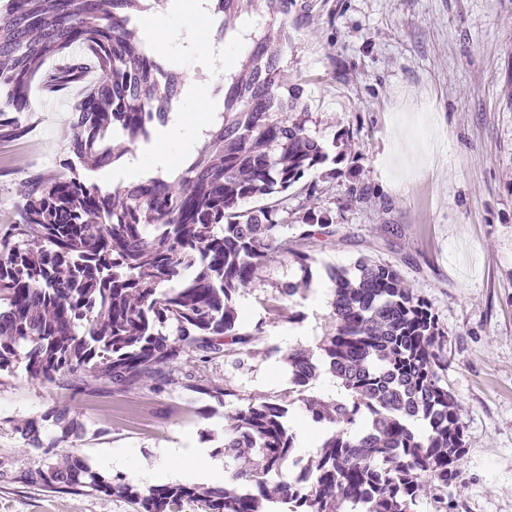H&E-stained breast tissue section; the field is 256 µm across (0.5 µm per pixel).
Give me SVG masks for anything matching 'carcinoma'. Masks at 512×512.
<instances>
[{
	"label": "carcinoma",
	"instance_id": "carcinoma-1",
	"mask_svg": "<svg viewBox=\"0 0 512 512\" xmlns=\"http://www.w3.org/2000/svg\"><path fill=\"white\" fill-rule=\"evenodd\" d=\"M167 2L0 0V145L25 137L33 83L56 94L95 71L73 98L70 157L60 162L67 173L27 172L18 218L0 236V372L21 364L32 379L68 385L103 376L119 394L180 386L227 404L240 394L202 366L252 356L236 296L281 254L309 273L312 247L336 235L329 209L308 208L288 223L296 214L288 190L328 160L309 129L306 90L284 66L288 21L304 18L307 2L214 0L219 40L254 12L265 25L224 77L220 122L174 181L104 191L74 161L96 171L115 165L123 150L109 144L112 135L148 141L180 96V72L137 40L138 14ZM251 199L267 203L245 207ZM327 274L333 326L318 353L294 348L285 357L309 422L340 426L315 457H295L287 404L256 397L225 412L224 456L247 466L222 487L159 484L141 493L122 477L108 482L77 452L43 443L35 420L16 431L43 462L0 468V482L124 496L140 512H414L428 492L444 504L464 447L461 406L439 376L444 331L389 265L361 258ZM307 284L280 288L269 313L300 321L288 303ZM323 370L348 398L307 394ZM44 420L66 436L81 430L66 407ZM290 463L299 475L272 482Z\"/></svg>",
	"mask_w": 512,
	"mask_h": 512
}]
</instances>
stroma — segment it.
Here are the masks:
<instances>
[{
    "mask_svg": "<svg viewBox=\"0 0 512 512\" xmlns=\"http://www.w3.org/2000/svg\"><path fill=\"white\" fill-rule=\"evenodd\" d=\"M310 10L287 56L289 74L306 83L329 161L307 171L314 195L297 202L336 216V235L319 244L308 291L296 295L304 318L275 319L267 299L301 272L283 256L263 268L236 300L240 321L255 335L256 354L241 369L216 362L241 398L290 403V425L304 419L292 390L289 349L316 348L330 327L326 269L359 257L396 268L432 307L445 331L441 382L462 407L464 451L455 463L444 512H512V0H308ZM71 94L32 90L24 141L0 146V227L22 203L27 170L60 174L68 153ZM348 132L349 140L333 139ZM415 157L394 159L398 138ZM366 191L351 201L348 187ZM69 407L84 427L64 437L52 422L45 441L77 450L105 479L154 467L161 449L221 452L225 408L175 388L114 393L103 379L63 386L0 374V460L21 470L40 461L25 452L16 427L52 408ZM127 455L115 471L111 451ZM0 512H138L126 498L74 496L22 484H0Z\"/></svg>",
    "mask_w": 512,
    "mask_h": 512,
    "instance_id": "35a3bbf8",
    "label": "stroma"
}]
</instances>
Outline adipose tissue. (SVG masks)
<instances>
[{
    "mask_svg": "<svg viewBox=\"0 0 512 512\" xmlns=\"http://www.w3.org/2000/svg\"><path fill=\"white\" fill-rule=\"evenodd\" d=\"M210 2L170 0L167 12L150 14L143 19L139 28L141 42L154 53H162L173 36L170 16L183 13L207 16ZM187 45L198 57L199 71L188 77L184 94L196 102L197 108L192 112H170L167 122L154 130L150 141L140 144L134 154L126 157L121 170L125 179L175 178L179 166L192 159L197 145L205 140L211 129L218 108L210 101L209 85L215 75L223 73L225 54L197 35L190 36ZM161 459L160 470L142 471V479L153 481L162 472L173 478L192 472L208 484L220 486L224 483V471L201 467L198 454L190 449H164Z\"/></svg>",
    "mask_w": 512,
    "mask_h": 512,
    "instance_id": "adipose-tissue-1",
    "label": "adipose tissue"
}]
</instances>
